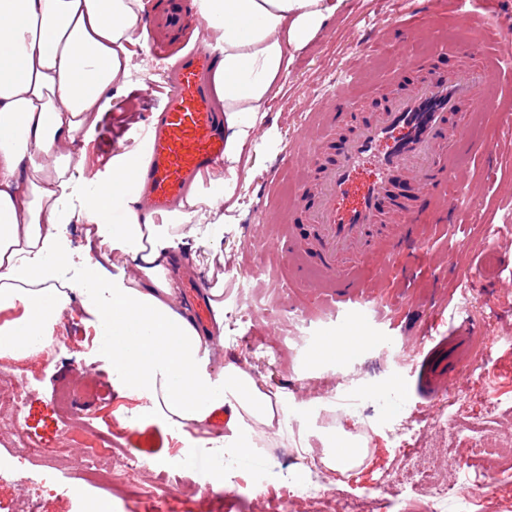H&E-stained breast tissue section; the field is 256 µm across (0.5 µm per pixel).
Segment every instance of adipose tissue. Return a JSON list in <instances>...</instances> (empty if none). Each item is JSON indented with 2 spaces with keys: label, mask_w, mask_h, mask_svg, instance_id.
Instances as JSON below:
<instances>
[{
  "label": "adipose tissue",
  "mask_w": 512,
  "mask_h": 512,
  "mask_svg": "<svg viewBox=\"0 0 512 512\" xmlns=\"http://www.w3.org/2000/svg\"><path fill=\"white\" fill-rule=\"evenodd\" d=\"M144 10V0H0V312H21L0 327V357H36L79 296L96 319L97 344L123 395L147 399L154 416L184 433L227 409L224 451L204 457L219 481L225 456H256L263 440L287 430L288 396L267 391L233 363L211 371L215 338L177 302L175 249L201 220L221 234L239 179L252 176L245 150L256 141L279 76L338 6L200 0L221 48L211 81L224 115V170L195 179L158 220L142 203L145 146L115 153L105 171L84 181L74 176L84 160L74 145L88 142L147 41L138 27ZM65 224L84 225L87 241L120 274L94 260L79 281L64 279Z\"/></svg>",
  "instance_id": "obj_1"
}]
</instances>
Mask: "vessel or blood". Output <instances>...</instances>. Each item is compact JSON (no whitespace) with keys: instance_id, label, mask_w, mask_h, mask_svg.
I'll list each match as a JSON object with an SVG mask.
<instances>
[{"instance_id":"vessel-or-blood-1","label":"vessel or blood","mask_w":512,"mask_h":512,"mask_svg":"<svg viewBox=\"0 0 512 512\" xmlns=\"http://www.w3.org/2000/svg\"><path fill=\"white\" fill-rule=\"evenodd\" d=\"M189 2L155 0L147 27L181 30ZM218 58L212 35L199 34L176 61L163 108L147 120L146 211H168L197 175L224 158V118L206 81ZM511 61L502 54L466 72L428 69L422 82L340 139L336 127L352 87L351 80L341 82L333 107L321 108L301 137L285 146L284 164L301 174L297 205L283 218L288 255L317 266L337 302L363 300L352 268L371 263L383 280L395 273L398 255L424 244L423 210H447L448 185L460 178L452 148L466 136L467 116L488 106L490 75ZM327 147L332 153L326 158ZM479 335L471 326L432 347L417 346L413 360L426 396L446 388Z\"/></svg>"}]
</instances>
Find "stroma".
<instances>
[{
  "mask_svg": "<svg viewBox=\"0 0 512 512\" xmlns=\"http://www.w3.org/2000/svg\"><path fill=\"white\" fill-rule=\"evenodd\" d=\"M345 0L341 10L300 51L278 81L279 93L256 143L251 146L255 173L239 182L237 205L228 214L221 238H214L201 224L185 246L198 263L188 275L208 278L222 285L221 299L229 316L224 320L228 341L216 348L210 366L219 369L233 361L264 379L268 389L290 394L291 412L306 409L308 420H292L270 449L267 476L270 486H279L284 475L306 478L299 442H307L313 455H321V439L332 429L344 427L367 442L358 475H336L334 493L321 500L299 498L288 512H336L337 497L360 504V512H378L377 498H401L415 508L423 487L395 480L405 466L426 467L434 463L435 478L448 481L462 473H490L494 479L474 498L470 512H512V456H486L472 451L471 443L483 439L486 446L512 449V261L489 263L485 242L494 228L512 225V133L504 114H512V69L494 76L496 98L472 118L466 136L470 148L461 149L457 162L468 182L466 194L449 187L452 211L447 217L426 214L433 230L423 252L406 256V274L383 296L369 299L365 313L348 317L326 303L313 289L312 270L296 271L283 250L268 249L263 240H248L246 226L273 210L287 208L296 190L289 169H282L273 194L260 190L281 150L307 123L311 109L326 99L356 62L364 41H371L369 58L373 75L357 90L337 137L352 133L388 97L419 82L424 63L448 69L481 66L488 56L508 51L502 36H512V0H476L475 20L467 26L456 20L454 0ZM410 32L408 45L412 66L395 71V43ZM150 48L138 49L132 84L115 93L110 110L96 128L87 147L84 176L107 165L122 138L140 128L150 111L136 96V85L145 75L143 65L153 58ZM224 252V276L209 277L207 260L213 248ZM246 291H239L242 279ZM245 299L249 315L242 320L231 313L238 299ZM305 322L315 341L361 333L368 341L353 355L313 357L310 345H298L297 322ZM475 323L481 332L473 360L483 370L460 374L457 381L432 400L421 399L414 387L416 373L407 351L423 338L455 333L464 322ZM62 338L53 358L18 361L14 367L32 383L33 391L23 409V420L35 432L43 451L63 449L60 426L52 396L56 387L78 373L91 374L101 386L102 399L84 405L94 427L111 434L116 450L159 464L163 460L193 455L194 470L180 474L179 484L196 485L193 493L178 495L180 512H267L265 493L250 485L225 478L230 496L208 493L212 480L199 460L204 448L221 440L211 426L180 433L149 416L146 400L121 396L112 384V363L99 350L92 315L79 299H72L61 321L52 329ZM235 336L246 337L247 347L232 344ZM449 416L436 423V414ZM71 462L59 474L60 482L84 486L104 512H141L138 498L85 485L84 462L79 449L67 450ZM30 497L36 512H77L76 500L57 495L52 488L35 491L24 478L0 482V512Z\"/></svg>",
  "mask_w": 512,
  "mask_h": 512,
  "instance_id": "stroma-1",
  "label": "stroma"
}]
</instances>
